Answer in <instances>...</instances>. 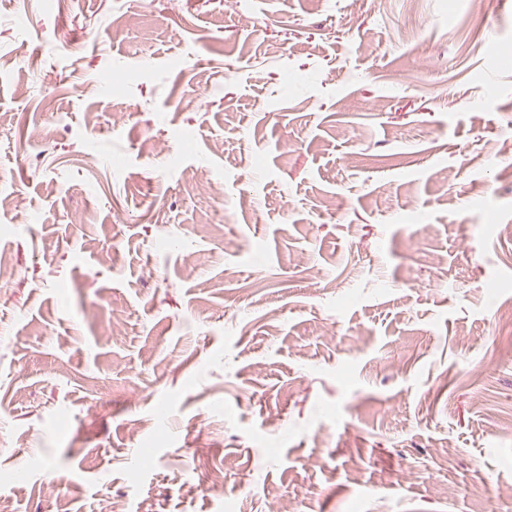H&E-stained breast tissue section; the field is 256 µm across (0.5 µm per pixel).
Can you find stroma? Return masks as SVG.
Returning a JSON list of instances; mask_svg holds the SVG:
<instances>
[{
    "instance_id": "35a3bbf8",
    "label": "stroma",
    "mask_w": 512,
    "mask_h": 512,
    "mask_svg": "<svg viewBox=\"0 0 512 512\" xmlns=\"http://www.w3.org/2000/svg\"><path fill=\"white\" fill-rule=\"evenodd\" d=\"M471 3L0 0V503L512 512V9Z\"/></svg>"
}]
</instances>
